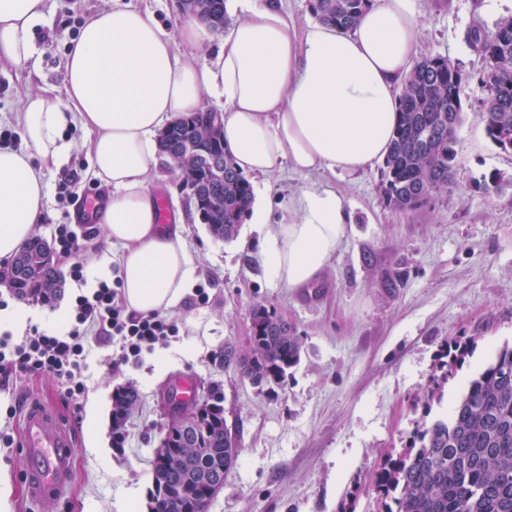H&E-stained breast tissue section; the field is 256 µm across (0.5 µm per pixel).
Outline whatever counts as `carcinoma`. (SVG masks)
Listing matches in <instances>:
<instances>
[{"label":"carcinoma","mask_w":512,"mask_h":512,"mask_svg":"<svg viewBox=\"0 0 512 512\" xmlns=\"http://www.w3.org/2000/svg\"><path fill=\"white\" fill-rule=\"evenodd\" d=\"M314 16L344 29L353 28L372 0H310ZM185 11L200 13L212 31L231 23L226 0H181ZM471 45L484 67L477 80L487 87L483 105L487 137L512 150V19L487 32L474 28ZM467 78L445 56L416 61L403 80L392 147L381 167L380 192L386 205L415 213L454 187L456 133L462 123ZM213 111L181 116L161 138L162 153L174 155L180 183L197 188L190 197L210 234L230 242L238 237L252 197L249 179L234 166L223 136L209 132ZM25 261L0 269L5 283L22 300L51 302L61 288L49 246L31 238L16 256ZM256 339L239 354L230 343L215 363L230 368L256 386L279 385L300 360V339L277 313L263 304L250 310ZM467 348L446 351L443 375L433 381L431 401L447 379L448 370L462 365ZM138 399L126 386L112 395V439L121 446L126 423ZM223 396L210 389L199 404L204 413L192 443L172 442L183 455L165 466L152 460L149 512H208L204 484L224 482L233 469L240 445L224 423ZM374 491L382 512H512V347H504L474 377L461 399L445 416L415 430L409 444L387 455L375 475Z\"/></svg>","instance_id":"1"}]
</instances>
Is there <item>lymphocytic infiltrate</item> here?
I'll list each match as a JSON object with an SVG mask.
<instances>
[{"mask_svg":"<svg viewBox=\"0 0 512 512\" xmlns=\"http://www.w3.org/2000/svg\"><path fill=\"white\" fill-rule=\"evenodd\" d=\"M93 328L118 344L119 352L112 360L116 366L139 362L143 353L166 346L178 333L166 317L129 312L117 289L103 281L91 294L76 297L67 334L38 331L19 342L11 334L0 335V380L22 375L49 377L66 403L79 406L89 367L88 332Z\"/></svg>","mask_w":512,"mask_h":512,"instance_id":"f902f5d3","label":"lymphocytic infiltrate"}]
</instances>
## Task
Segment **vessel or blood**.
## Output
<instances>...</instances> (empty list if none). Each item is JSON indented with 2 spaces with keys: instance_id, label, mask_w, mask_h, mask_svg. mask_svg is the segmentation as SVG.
<instances>
[{
  "instance_id": "obj_1",
  "label": "vessel or blood",
  "mask_w": 512,
  "mask_h": 512,
  "mask_svg": "<svg viewBox=\"0 0 512 512\" xmlns=\"http://www.w3.org/2000/svg\"><path fill=\"white\" fill-rule=\"evenodd\" d=\"M22 446L36 463L32 477L39 492L61 494L72 478L67 462L70 442L42 407L28 410Z\"/></svg>"
}]
</instances>
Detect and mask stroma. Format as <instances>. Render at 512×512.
<instances>
[{
	"label": "stroma",
	"mask_w": 512,
	"mask_h": 512,
	"mask_svg": "<svg viewBox=\"0 0 512 512\" xmlns=\"http://www.w3.org/2000/svg\"><path fill=\"white\" fill-rule=\"evenodd\" d=\"M111 5L46 0L45 19L32 32L34 56L19 64L0 58V131L12 132L13 147L24 145L15 114L25 94L58 95L69 42L87 17ZM414 9L417 57H448L468 77L454 190L403 215L382 200L380 166L360 176L321 174L326 187L347 196L355 222L322 275L305 287L286 288L264 277L254 258L256 233L244 227L241 240L215 239L166 158L157 157L152 189L178 201L185 245L209 296L204 304L188 296L171 321L180 328L187 313L205 311L214 346L191 360L176 355L160 379L146 361L115 371L91 366L78 411L50 379L21 376L0 385V406L17 408L14 417L0 415V431L20 436L25 411L38 404L71 441L73 481L59 498L33 494L27 481L32 464L20 445L0 447V475L13 488L11 512H124L133 497L147 508L158 431L171 419L162 395L183 377L223 392L224 420L241 446L208 512H339L350 500L355 512H378L373 478L384 456L403 448L418 424L455 405L495 354L512 346V189L498 194L477 187L494 173L512 182V150L500 149L485 133L487 91L473 78L482 59L468 40L471 29L492 31L512 17V0H414ZM65 136L69 160L47 169V214L34 227L49 243L57 225L73 224V204L61 187L79 194L100 189L87 174L85 133L73 126ZM74 226L79 251L54 253L64 283L60 298L69 303L76 297L72 265L116 256L103 245L102 227ZM391 278L397 287H388ZM257 303L287 319L302 344L299 364L273 388L254 386L213 362L228 342L248 352L250 309ZM469 338L471 351L444 383L441 401L422 406L440 374L442 348ZM128 385L139 401L122 447L113 446L108 431L101 447H92L90 403L111 405L116 388Z\"/></svg>",
	"instance_id": "35a3bbf8"
}]
</instances>
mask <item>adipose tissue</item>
I'll return each mask as SVG.
<instances>
[{"label": "adipose tissue", "mask_w": 512, "mask_h": 512, "mask_svg": "<svg viewBox=\"0 0 512 512\" xmlns=\"http://www.w3.org/2000/svg\"><path fill=\"white\" fill-rule=\"evenodd\" d=\"M241 11L211 34L179 21L183 43L217 42L211 61L175 50L147 11L114 0L89 16L66 52L64 95L26 94L16 120L24 147L0 146V262H10L47 207L44 170L66 163L70 124L89 138L90 174L109 188L100 214L105 240L120 245L119 290L129 311L175 313L196 284L183 224L158 221L151 191L157 136L215 97L224 145L238 169L270 176L281 161L310 181L268 221V191L251 204L256 257L265 277L300 288L331 263L353 214L347 197L316 174H358L384 158L413 65L418 17L413 0H373L344 30L314 21L293 33L282 0H235ZM45 0H0V56L20 63L34 52L32 29Z\"/></svg>", "instance_id": "1"}]
</instances>
